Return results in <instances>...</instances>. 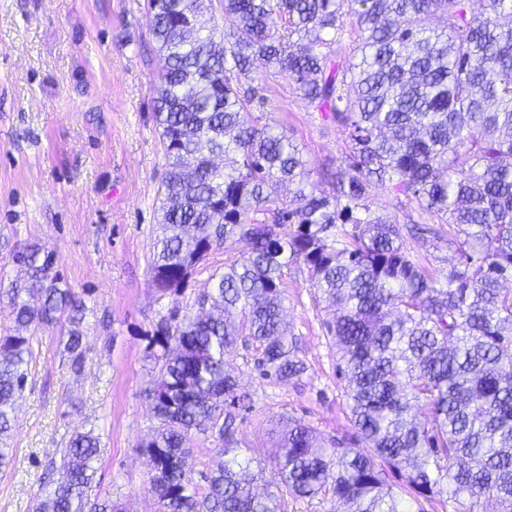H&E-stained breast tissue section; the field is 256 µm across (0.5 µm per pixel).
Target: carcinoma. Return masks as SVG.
Returning a JSON list of instances; mask_svg holds the SVG:
<instances>
[{
  "mask_svg": "<svg viewBox=\"0 0 512 512\" xmlns=\"http://www.w3.org/2000/svg\"><path fill=\"white\" fill-rule=\"evenodd\" d=\"M147 3L167 163L154 286L178 296L224 242L242 245L196 311L174 308L151 337L143 490L157 512H283L290 498L409 512L408 498L443 497L458 512L490 500L512 512V0H220L232 33L219 31L212 0ZM277 76L347 132L329 192L307 190L286 129L251 121L261 82ZM375 188L448 225L447 268L407 246L413 215L403 228L371 209ZM283 224L295 226L286 237ZM14 259L24 276L6 291L14 326L0 336L1 471L35 333L67 321L70 368L85 362L86 307L60 287L54 253L31 245ZM295 265L332 311L323 325L353 432L320 441L288 419L259 493L262 460L241 447L233 417L252 397L225 356L240 343L265 376L304 374L283 286ZM208 433L216 460L201 487L192 442ZM98 451L92 429L56 449L33 512H114L94 485Z\"/></svg>",
  "mask_w": 512,
  "mask_h": 512,
  "instance_id": "1",
  "label": "carcinoma"
}]
</instances>
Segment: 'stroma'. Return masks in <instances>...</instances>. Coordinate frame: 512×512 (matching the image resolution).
<instances>
[{
    "mask_svg": "<svg viewBox=\"0 0 512 512\" xmlns=\"http://www.w3.org/2000/svg\"><path fill=\"white\" fill-rule=\"evenodd\" d=\"M158 58L147 0H0V284L18 276L16 251H53L62 287L88 307L85 364L68 367L59 331H41L28 387L0 471V512H32L43 466L72 434L100 437L96 479L125 512H155L142 491V445L152 426L147 388L151 336L173 306L189 307L209 283L198 269L183 295H165L148 266L165 157L152 121ZM257 126L287 129L302 151L308 184L328 189L346 136L300 98L287 79L263 85ZM288 322L306 365L296 381L259 375L243 348L229 372L252 395L237 419L244 446L263 461L278 448L277 421L293 417L320 437L349 430L346 383L322 325L325 303L305 268L286 276Z\"/></svg>",
    "mask_w": 512,
    "mask_h": 512,
    "instance_id": "1",
    "label": "stroma"
}]
</instances>
